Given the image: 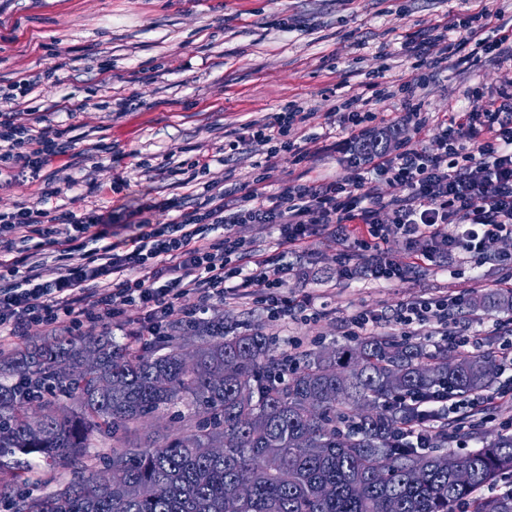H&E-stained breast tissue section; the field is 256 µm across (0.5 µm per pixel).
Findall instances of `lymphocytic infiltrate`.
<instances>
[{"instance_id":"f902f5d3","label":"lymphocytic infiltrate","mask_w":512,"mask_h":512,"mask_svg":"<svg viewBox=\"0 0 512 512\" xmlns=\"http://www.w3.org/2000/svg\"><path fill=\"white\" fill-rule=\"evenodd\" d=\"M457 29L453 39L437 26L408 36L402 48L420 59L422 72L393 85L381 82L366 97L346 96L332 110L349 139L358 141L376 130L378 106L389 99L391 87L404 95L403 120L420 133L433 118L419 94L430 75L484 57L512 61V16L483 8L460 19ZM41 78V72L24 71L0 85V176L43 180L38 202L0 212V343L25 335L34 322L78 327L117 319L128 306L141 309L149 334L155 335L171 309L190 297L196 300V314L211 299L250 295L262 296L276 320L305 313L312 308L310 298L288 294L293 268L286 256L299 252L315 234L347 241L339 257L342 275L387 283L412 271L381 249L389 232L410 244L419 263L457 253L481 260L512 236V88L486 104L474 89H465L472 106L449 108L440 123L438 151L408 140L396 154L378 150L369 160L355 162L345 176L320 174L277 189L273 171L281 154L298 162L325 151L332 137L328 131L306 134L309 112L290 104L241 124L230 141V150L264 157L261 174L243 195L233 199L223 186L208 184L191 203L163 201V209L172 213L167 223L141 222L129 239L114 242L97 210L43 206L63 187L73 186L72 177L47 176L43 169L77 141L46 114L33 124H18L17 111L28 108ZM381 181L402 188V195L377 193L374 185ZM58 224L70 225L69 234L57 236ZM254 224L278 231L281 255L253 256V245L240 229ZM34 239L41 240V250L27 252ZM248 255L254 258L252 268L237 266V258ZM416 406L422 420L406 435L419 445L430 439L435 422L460 409L445 394L417 400Z\"/></svg>"}]
</instances>
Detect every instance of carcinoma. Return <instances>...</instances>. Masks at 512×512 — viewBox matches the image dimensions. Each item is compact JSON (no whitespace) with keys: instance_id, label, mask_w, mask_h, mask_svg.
<instances>
[{"instance_id":"carcinoma-1","label":"carcinoma","mask_w":512,"mask_h":512,"mask_svg":"<svg viewBox=\"0 0 512 512\" xmlns=\"http://www.w3.org/2000/svg\"><path fill=\"white\" fill-rule=\"evenodd\" d=\"M474 307L512 313V291ZM196 366L183 362L176 332L153 339L60 335L0 355V503L8 512H512V494L480 496L512 474V433L466 452L438 453L403 438L418 420L411 400L435 390L470 396L492 389L491 352L448 354L393 335L365 336L330 352L306 351L288 370L258 330L224 332L222 321L189 323ZM96 367L86 368L89 357ZM76 403L63 413L57 403ZM39 400V413L28 405ZM368 404L373 413L361 415ZM178 405L181 427L145 446L128 441L144 419ZM112 436V450L93 434ZM40 456L71 477L53 491L21 489L11 466ZM418 465L423 478L414 482ZM464 468L470 480L459 483ZM121 474L103 482L101 471ZM293 475L285 483L283 472ZM252 493L235 497L239 483Z\"/></svg>"}]
</instances>
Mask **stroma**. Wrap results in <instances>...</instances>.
Instances as JSON below:
<instances>
[{
    "instance_id": "obj_1",
    "label": "stroma",
    "mask_w": 512,
    "mask_h": 512,
    "mask_svg": "<svg viewBox=\"0 0 512 512\" xmlns=\"http://www.w3.org/2000/svg\"><path fill=\"white\" fill-rule=\"evenodd\" d=\"M475 7L474 0H0V83L44 70L48 76L33 94L37 111L82 103L63 116L64 125L81 147L106 144L113 156L73 159L76 186L48 205L66 210L79 197L81 207L111 217L120 240L135 233L138 221H167L160 201L195 192L180 176L148 175L137 159L155 167L169 156L188 162L218 152L222 159L209 180L228 189L248 184L259 173L257 156L222 150L242 123L295 102L311 112L308 133L322 132L334 105L328 89L345 80L357 94L380 71L392 80L410 73L412 60L401 49L406 35L449 24ZM511 83L512 66L474 61L437 74L421 95L440 116L465 88L489 101ZM352 146L340 133L334 150L301 164L281 156L276 186L319 173L344 175ZM342 248L315 235L303 252L287 257L295 269L288 290L310 296L316 318L274 321L247 297L211 301L203 320L261 331L278 353L292 355L353 343L350 320L362 311L383 316L378 333L399 335L392 318L400 305L445 298L447 322L413 327V338L433 346L445 332L469 325L481 334L480 351L512 340L504 314L465 307L475 291L512 275V239L499 242L481 269L459 254L419 265L393 283L340 276ZM496 386L504 398L472 437L449 440L445 450L482 447L512 419V366L501 369Z\"/></svg>"
}]
</instances>
